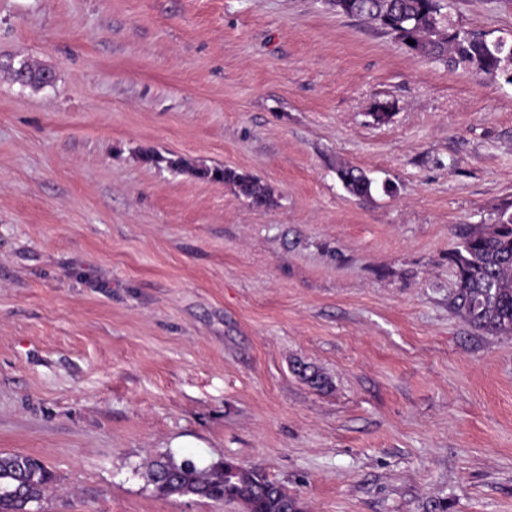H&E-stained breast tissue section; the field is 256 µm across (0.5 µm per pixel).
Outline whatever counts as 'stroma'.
<instances>
[{"instance_id": "stroma-1", "label": "stroma", "mask_w": 512, "mask_h": 512, "mask_svg": "<svg viewBox=\"0 0 512 512\" xmlns=\"http://www.w3.org/2000/svg\"><path fill=\"white\" fill-rule=\"evenodd\" d=\"M443 14L512 42V0ZM510 206L512 84L328 0H0V454L53 474L38 512H242L158 495L162 454L305 512H512V336L448 260ZM12 71L13 76L18 73H22L25 76L28 85L34 88L42 87L50 83L52 80L54 82L55 79V76L53 78V74L50 70L32 64L28 61H19L18 67L14 68ZM47 71H49V73L46 75ZM336 178L355 197L368 198L372 194L373 180L356 166L345 162L337 164ZM200 175L217 182L232 186L235 191L251 204L261 206L271 202V193L267 185L249 174L238 173L232 168H214L200 171ZM293 372L304 383L318 390H324L330 384L318 368L308 363L299 361L293 365Z\"/></svg>"}]
</instances>
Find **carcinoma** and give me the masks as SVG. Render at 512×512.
<instances>
[{
  "label": "carcinoma",
  "instance_id": "obj_1",
  "mask_svg": "<svg viewBox=\"0 0 512 512\" xmlns=\"http://www.w3.org/2000/svg\"><path fill=\"white\" fill-rule=\"evenodd\" d=\"M333 7L339 14L378 25L403 45L408 39L415 41L412 48L422 57L470 69L489 82L504 78L512 83L503 68L512 47L472 30L445 27L443 0H334ZM18 73L34 88L53 80L47 69L28 61L18 62L13 74ZM200 175L232 186L253 205L271 202L268 186L249 174L224 167L205 169ZM336 178L355 197L372 194L373 180L356 166L337 164ZM448 259L457 270L454 305L459 315L483 333L512 336V212L505 208L495 223L463 229ZM293 372L315 389L329 386L327 377L311 364L300 361ZM147 476L162 496L233 502L244 512H304L300 500L283 486L232 460L200 467L191 459L168 454L148 464ZM52 484L51 472L38 462L20 454L0 455V512H25L28 501L42 499Z\"/></svg>",
  "mask_w": 512,
  "mask_h": 512
}]
</instances>
